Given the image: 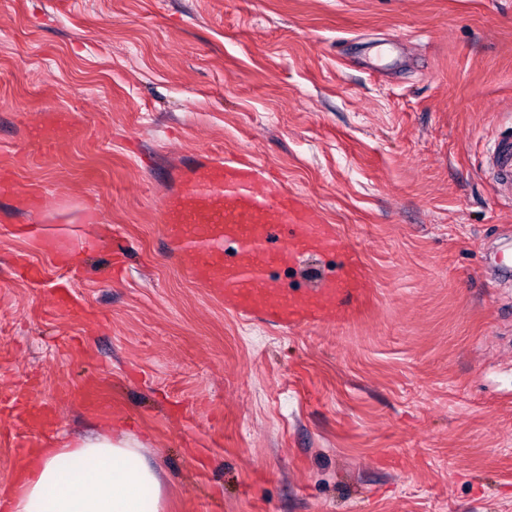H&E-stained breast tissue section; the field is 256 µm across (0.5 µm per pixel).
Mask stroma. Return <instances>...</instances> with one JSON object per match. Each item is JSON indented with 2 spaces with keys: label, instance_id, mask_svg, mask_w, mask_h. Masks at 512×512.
<instances>
[{
  "label": "stroma",
  "instance_id": "35a3bbf8",
  "mask_svg": "<svg viewBox=\"0 0 512 512\" xmlns=\"http://www.w3.org/2000/svg\"><path fill=\"white\" fill-rule=\"evenodd\" d=\"M53 111L83 137L42 148ZM511 135L512 0H0V165L47 195L0 191V393L55 413L50 447L140 440L162 512H512ZM194 156L279 172L368 314L286 329L196 285L161 215ZM21 429L0 412V496ZM488 159L499 196L512 203V139L494 141L488 149Z\"/></svg>",
  "mask_w": 512,
  "mask_h": 512
}]
</instances>
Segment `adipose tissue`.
<instances>
[{"label": "adipose tissue", "mask_w": 512, "mask_h": 512, "mask_svg": "<svg viewBox=\"0 0 512 512\" xmlns=\"http://www.w3.org/2000/svg\"><path fill=\"white\" fill-rule=\"evenodd\" d=\"M139 441L99 433L42 448L10 491L13 512H160L162 483Z\"/></svg>", "instance_id": "ef3b65f1"}]
</instances>
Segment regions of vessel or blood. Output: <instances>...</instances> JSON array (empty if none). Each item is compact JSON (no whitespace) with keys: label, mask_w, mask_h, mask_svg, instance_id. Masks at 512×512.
Wrapping results in <instances>:
<instances>
[{"label":"vessel or blood","mask_w":512,"mask_h":512,"mask_svg":"<svg viewBox=\"0 0 512 512\" xmlns=\"http://www.w3.org/2000/svg\"><path fill=\"white\" fill-rule=\"evenodd\" d=\"M488 159L501 198L512 201V139L494 141ZM167 237L185 273L226 310L260 315L281 327L349 323L371 306L360 254L335 225L298 192L250 162L234 158L200 163L192 177L163 200ZM312 252L343 256L339 274L298 297L270 269H294ZM19 453L44 445L55 425L50 412L27 414Z\"/></svg>","instance_id":"obj_1"}]
</instances>
